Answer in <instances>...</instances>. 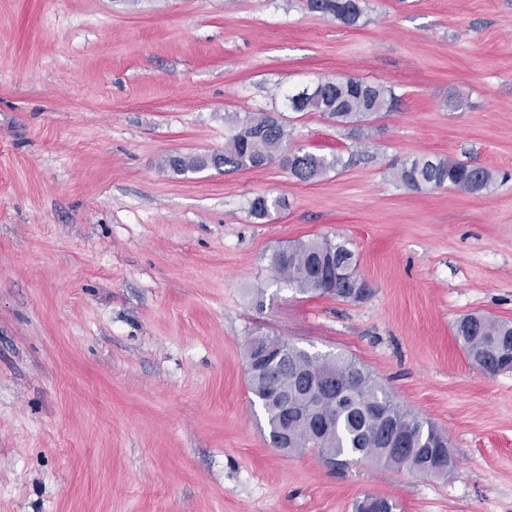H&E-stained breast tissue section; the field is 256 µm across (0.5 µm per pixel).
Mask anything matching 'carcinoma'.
<instances>
[{
  "label": "carcinoma",
  "mask_w": 512,
  "mask_h": 512,
  "mask_svg": "<svg viewBox=\"0 0 512 512\" xmlns=\"http://www.w3.org/2000/svg\"><path fill=\"white\" fill-rule=\"evenodd\" d=\"M312 13L355 26L363 15L361 0H306ZM292 112L327 113L341 123H356L377 112L391 111L398 96L394 88L346 78L319 81L285 95ZM230 134L224 149L198 155H169L160 166L176 174L206 169L230 172L260 169L276 161L292 176L315 181L331 170L347 166L301 149L289 154L286 122L270 112L225 116ZM395 178L412 190L454 188L480 193L494 182L492 171L449 157H423L405 162ZM283 205L260 195L249 203L258 220ZM275 280L295 290L348 300L358 281L356 258L347 242L325 236L298 241L274 251L270 260ZM467 356L484 371L495 374L512 369V322L481 313L461 317L455 326ZM263 340L285 355L266 368L248 370L249 387L261 407L268 435L288 428V453H317L326 462L344 465L370 459L376 464L436 475L434 446L443 447L447 464L454 465L447 434L432 422L403 407L360 362L343 354H320L278 337Z\"/></svg>",
  "instance_id": "cac0c4a2"
}]
</instances>
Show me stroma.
I'll list each match as a JSON object with an SVG mask.
<instances>
[{"label": "stroma", "mask_w": 512, "mask_h": 512, "mask_svg": "<svg viewBox=\"0 0 512 512\" xmlns=\"http://www.w3.org/2000/svg\"><path fill=\"white\" fill-rule=\"evenodd\" d=\"M365 3L346 26L302 0H0V512H512V371L454 332L512 321V0ZM341 76L399 101L354 124L286 110ZM233 112L352 163L313 182L159 168L223 149ZM424 156L498 180L394 182ZM259 195L282 208L251 217ZM324 236L368 298L274 280L275 249ZM256 335L358 360L447 433V478L274 448Z\"/></svg>", "instance_id": "obj_1"}]
</instances>
